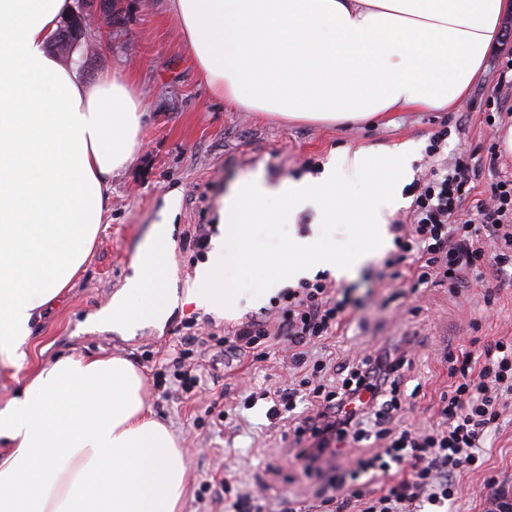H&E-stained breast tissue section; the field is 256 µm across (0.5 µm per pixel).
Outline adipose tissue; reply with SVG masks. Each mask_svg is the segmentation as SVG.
<instances>
[{"instance_id": "ef3b65f1", "label": "adipose tissue", "mask_w": 512, "mask_h": 512, "mask_svg": "<svg viewBox=\"0 0 512 512\" xmlns=\"http://www.w3.org/2000/svg\"><path fill=\"white\" fill-rule=\"evenodd\" d=\"M72 0H0V367L27 362L44 309L79 277L108 182L141 146L132 78L82 79L47 50ZM196 69L240 109L333 124L456 105L499 43L512 0H172ZM171 227L93 317L161 323ZM179 437L152 417L129 360L71 353L0 403V512H179Z\"/></svg>"}]
</instances>
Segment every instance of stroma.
I'll list each match as a JSON object with an SVG mask.
<instances>
[{
  "instance_id": "1",
  "label": "stroma",
  "mask_w": 512,
  "mask_h": 512,
  "mask_svg": "<svg viewBox=\"0 0 512 512\" xmlns=\"http://www.w3.org/2000/svg\"><path fill=\"white\" fill-rule=\"evenodd\" d=\"M115 22L96 31V52L81 56L76 69L87 79L109 71L134 77L145 97V124L139 152L111 180L109 215L84 271L35 325L28 367L51 362L72 352L108 354L137 364L148 381L147 402L153 414L182 439L189 483L181 512H233L224 499V476L232 474L243 492L258 493L269 512H286L294 502H315L320 493L340 495L343 469L325 464L320 476H306L294 460L296 444L287 428L272 425L269 404L253 407L239 402L242 392L275 390L289 375L280 355L262 363L210 348L204 361L206 382L194 400L163 396L156 386V368L181 349L182 324L196 323L206 333H223L224 318L186 302L183 294L194 280L200 261L183 246L190 225L219 226L224 196L240 180L260 173L273 182L307 177L305 161L326 163L331 152L349 148L386 151L411 140L419 154L414 177L429 163L426 148L432 135L447 132L443 147L451 157L465 150L483 159L497 146L495 126L512 119V99L494 113L488 97L505 54L491 52L482 77L450 111L404 109L388 119L369 123L318 125L268 118L229 106L216 97L185 56L184 35L171 0H115ZM178 207L169 210L170 195ZM172 227L168 285L180 299L167 319L147 323L133 332L103 331L88 319L108 304L132 274V264L151 229ZM345 292L354 318L343 335L328 342L337 361H344L387 341H412L405 398L409 421L429 424L449 391L446 352L481 351L484 343L512 337V287H495L492 276L472 282L466 301L444 286L411 291L384 277V259L376 257L348 279L335 283ZM494 292L493 306L485 295ZM228 412L226 422L214 423L205 413L209 404ZM484 465L457 473L462 492L448 512H487L492 500H512V399H506L499 429L483 450ZM212 492L198 500L201 483Z\"/></svg>"
}]
</instances>
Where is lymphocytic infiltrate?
I'll use <instances>...</instances> for the list:
<instances>
[{
    "label": "lymphocytic infiltrate",
    "mask_w": 512,
    "mask_h": 512,
    "mask_svg": "<svg viewBox=\"0 0 512 512\" xmlns=\"http://www.w3.org/2000/svg\"><path fill=\"white\" fill-rule=\"evenodd\" d=\"M442 134L426 149L434 158L423 178L413 182L405 220L390 227L396 251L384 267L390 280L410 288L446 284L458 295L471 281L493 272L512 281V175L497 170L490 155V195L471 196L479 168L471 158L441 161ZM353 319L347 298L336 294L327 273L284 288L258 316L225 326V352L266 361L271 351L287 353L290 385L267 393L269 419L292 428L306 471H316L327 457L344 455L347 446L379 440L377 451L358 456L350 483L342 484L340 502L321 499L327 512H410L420 504L443 506L455 499V474L476 465L488 433L497 429L505 394H512V340L487 344L480 355L445 353L453 379L448 402L436 425L421 429L401 425L399 395L409 364L408 343L399 341L349 359L341 365L312 358L314 348L346 329ZM183 362L173 377L182 392L191 393L201 381L199 359L209 348L207 337L190 334ZM383 480L370 488L361 476Z\"/></svg>",
    "instance_id": "lymphocytic-infiltrate-1"
}]
</instances>
